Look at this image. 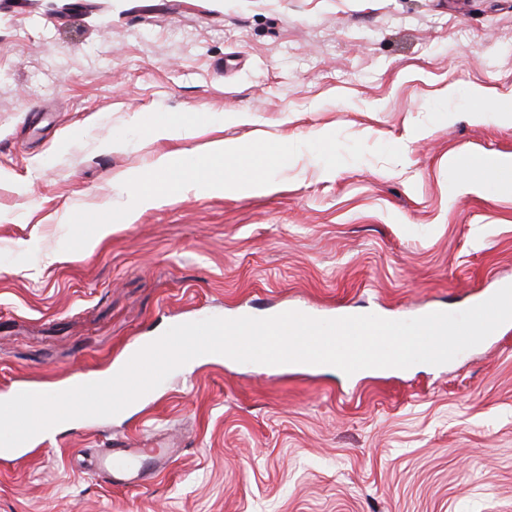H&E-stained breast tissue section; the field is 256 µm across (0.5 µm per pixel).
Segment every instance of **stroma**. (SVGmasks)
Segmentation results:
<instances>
[{
	"instance_id": "35a3bbf8",
	"label": "stroma",
	"mask_w": 512,
	"mask_h": 512,
	"mask_svg": "<svg viewBox=\"0 0 512 512\" xmlns=\"http://www.w3.org/2000/svg\"><path fill=\"white\" fill-rule=\"evenodd\" d=\"M475 85L512 100V0H0V394L103 373L204 312L410 319L512 283V192L454 186L512 154ZM153 110L190 137L151 136ZM315 129L402 159L328 174L302 149L265 193L190 186L62 249L64 211L124 205L161 155ZM166 447L137 486L93 465ZM0 512H512V322L439 366L195 362L0 458Z\"/></svg>"
}]
</instances>
